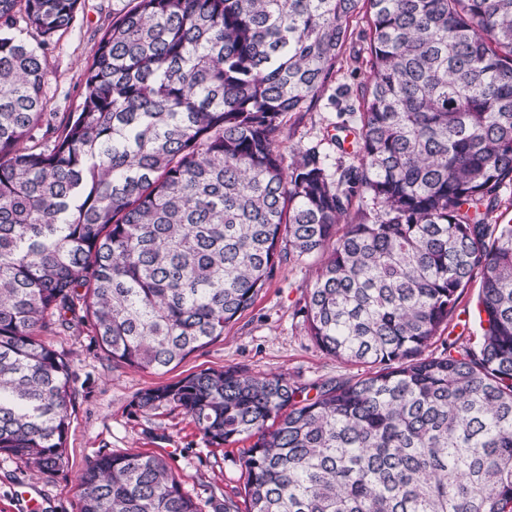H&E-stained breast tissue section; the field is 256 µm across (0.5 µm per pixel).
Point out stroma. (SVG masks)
Returning <instances> with one entry per match:
<instances>
[{
	"label": "stroma",
	"mask_w": 512,
	"mask_h": 512,
	"mask_svg": "<svg viewBox=\"0 0 512 512\" xmlns=\"http://www.w3.org/2000/svg\"><path fill=\"white\" fill-rule=\"evenodd\" d=\"M112 20V0H82L71 28L47 57L49 120L58 125L77 111L84 93V70L100 33ZM369 75L365 60L345 64L328 94L308 112L289 113L282 136L285 156L318 146L331 168L356 163L334 141L360 127L356 88ZM320 268L313 258L285 264L258 294L251 307L227 326L222 337L168 370L149 372L108 360L89 326L49 328L40 339L66 353L74 373L75 399L70 408L66 448L68 469L54 477L38 472L26 460L0 456V512H21L20 492L38 491L43 512H78L77 478L89 461L104 452L139 451L162 457L183 491L203 512L235 496L244 482L243 443H207L182 409L163 407L145 413L135 406L138 394L205 369L241 367L258 376L284 375L304 384L329 378H356L364 369L324 354L303 325L306 289Z\"/></svg>",
	"instance_id": "35a3bbf8"
}]
</instances>
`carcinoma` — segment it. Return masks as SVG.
Listing matches in <instances>:
<instances>
[{
    "label": "carcinoma",
    "instance_id": "carcinoma-1",
    "mask_svg": "<svg viewBox=\"0 0 512 512\" xmlns=\"http://www.w3.org/2000/svg\"><path fill=\"white\" fill-rule=\"evenodd\" d=\"M80 6L0 0V454L68 468L50 322L160 371L321 256L305 329L364 375L207 369L135 405L253 440L245 508L215 512H512V224L487 223L512 182V0H133L55 128L46 59ZM361 12L358 164L336 173L316 146L288 164L284 120L355 58ZM477 275L479 342L427 353ZM79 489V512H203L142 453L97 456Z\"/></svg>",
    "mask_w": 512,
    "mask_h": 512
}]
</instances>
